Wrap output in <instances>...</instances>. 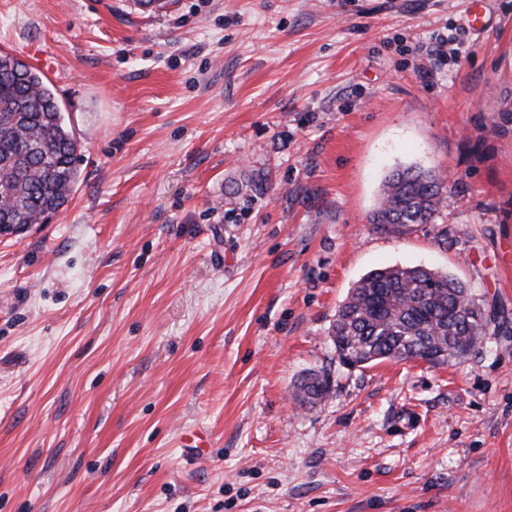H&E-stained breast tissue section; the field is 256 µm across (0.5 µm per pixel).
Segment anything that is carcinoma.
<instances>
[{
    "mask_svg": "<svg viewBox=\"0 0 512 512\" xmlns=\"http://www.w3.org/2000/svg\"><path fill=\"white\" fill-rule=\"evenodd\" d=\"M45 75L0 52V218L37 224L63 207L78 180L79 142ZM447 182L430 170L394 171L370 223L403 235L432 224ZM492 319L458 278L419 267H385L362 277L336 312L330 336L344 365L423 360L444 365L467 356L489 334ZM331 393L329 377L312 373L297 386L304 403Z\"/></svg>",
    "mask_w": 512,
    "mask_h": 512,
    "instance_id": "1",
    "label": "carcinoma"
}]
</instances>
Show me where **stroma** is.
Segmentation results:
<instances>
[{
  "mask_svg": "<svg viewBox=\"0 0 512 512\" xmlns=\"http://www.w3.org/2000/svg\"><path fill=\"white\" fill-rule=\"evenodd\" d=\"M472 2L0 0L82 155L0 239V512H512V0L477 30ZM408 166L445 204L380 233ZM388 266L465 282L489 335L340 363L336 311ZM447 182L431 170L408 167L394 171L384 189L370 224L382 233L403 235L433 224L444 206ZM297 388V396L304 403L317 405L326 400L331 393L328 375L312 373L302 379Z\"/></svg>",
  "mask_w": 512,
  "mask_h": 512,
  "instance_id": "obj_1",
  "label": "stroma"
}]
</instances>
